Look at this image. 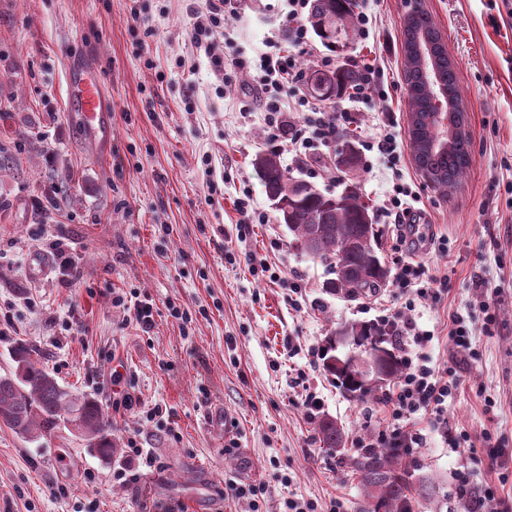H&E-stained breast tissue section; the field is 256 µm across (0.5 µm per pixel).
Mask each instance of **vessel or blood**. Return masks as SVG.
I'll use <instances>...</instances> for the list:
<instances>
[{
  "instance_id": "b4317fda",
  "label": "vessel or blood",
  "mask_w": 512,
  "mask_h": 512,
  "mask_svg": "<svg viewBox=\"0 0 512 512\" xmlns=\"http://www.w3.org/2000/svg\"><path fill=\"white\" fill-rule=\"evenodd\" d=\"M67 96L80 114L81 123L92 142L102 148L112 143V104L98 69L92 64L71 66L66 82Z\"/></svg>"
}]
</instances>
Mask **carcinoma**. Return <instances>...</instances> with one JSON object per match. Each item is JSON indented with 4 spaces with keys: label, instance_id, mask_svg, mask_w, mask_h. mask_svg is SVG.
Returning a JSON list of instances; mask_svg holds the SVG:
<instances>
[{
    "label": "carcinoma",
    "instance_id": "obj_1",
    "mask_svg": "<svg viewBox=\"0 0 512 512\" xmlns=\"http://www.w3.org/2000/svg\"><path fill=\"white\" fill-rule=\"evenodd\" d=\"M355 0H311L308 21L315 35L331 52L345 53L354 21ZM407 15L410 28L403 42L406 71L405 84L409 108L423 129L425 144L415 155V161L434 187L448 191L464 177L469 166L471 139L469 135L445 136L442 124L433 114L445 109L456 111L460 87L456 66L448 63L440 31L424 8L421 0H410ZM424 65H418V59ZM360 79L354 65L334 70H314L307 85L310 93L322 101L332 100ZM256 167L267 196L278 203L277 219L294 233L295 240L312 241L306 252L312 260L323 264L338 277L340 292L348 297L370 295L385 285L387 270L381 264L374 248L375 230L366 205L361 202L357 188L345 187L342 198L322 193L313 184L288 175L279 155L266 151L256 155ZM351 332L359 341L361 350L383 349L381 360L384 381L396 378L401 360L389 345L391 333L381 325L353 324ZM35 350L19 343L13 351L15 370L0 376V423L10 430H22L39 439L50 436L59 423L69 419L80 421L96 433L92 452L103 460L117 453L112 439V426L99 403L84 394L61 387L55 377L38 359ZM355 354V355H357ZM348 355L350 367L336 366V356L324 361L325 370L336 378V384L348 395L365 399L378 387L362 379L351 369L357 359ZM320 442L329 451L343 449L344 431L332 421H324L319 428ZM363 490V504L359 512H414L419 500H428L436 493V484L430 478L412 481L414 463L404 460L401 448H364L351 463Z\"/></svg>",
    "mask_w": 512,
    "mask_h": 512
}]
</instances>
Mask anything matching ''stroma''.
I'll return each instance as SVG.
<instances>
[{
    "label": "stroma",
    "instance_id": "1",
    "mask_svg": "<svg viewBox=\"0 0 512 512\" xmlns=\"http://www.w3.org/2000/svg\"><path fill=\"white\" fill-rule=\"evenodd\" d=\"M216 42V77L190 35L205 0H0V375L13 371L17 343L33 345L66 389L99 401L118 453L108 461L67 428L30 442L0 425V512H283L289 497L326 512L331 500L357 512L362 494L346 463L319 441L329 417L356 438L392 429L380 395L340 390L314 349L349 323L413 322L429 332L424 352L458 388L444 416L467 431L468 447L445 442L429 418L408 424L416 474L439 484L421 512H464L455 476L497 487L494 512H512L487 457L512 453V18L503 0H424L455 63L473 147L469 168L448 192L418 170L409 140L402 21L407 0H358L370 36L354 35L346 56L372 63L387 99L324 103L348 114L360 166H336V142L296 156L259 103L254 65L269 43L292 47L288 0H232ZM96 63L112 102V151L91 145L66 95L69 66ZM397 135L405 181L417 198L414 227H380L377 254L390 273L421 268L399 293L386 282L367 297L325 290L329 274L275 217L253 166L278 147L294 177L335 195L356 185L377 216L392 171L368 141L380 126ZM251 189L266 224H238L234 203ZM62 225L80 275L62 285L48 258L45 225ZM267 272H259L258 264ZM445 280L437 289L436 280ZM124 304H116L115 295ZM154 305L142 332L131 306ZM186 314L171 316L170 307ZM497 324L485 330L486 313ZM469 322L472 350L448 338L453 314ZM320 409L309 412L308 397ZM166 417L146 420L154 404ZM492 434L485 443L484 434ZM160 461L141 470L128 440ZM232 451H225L228 442ZM125 469L139 472L125 481ZM265 484L259 510L236 497Z\"/></svg>",
    "mask_w": 512,
    "mask_h": 512
}]
</instances>
